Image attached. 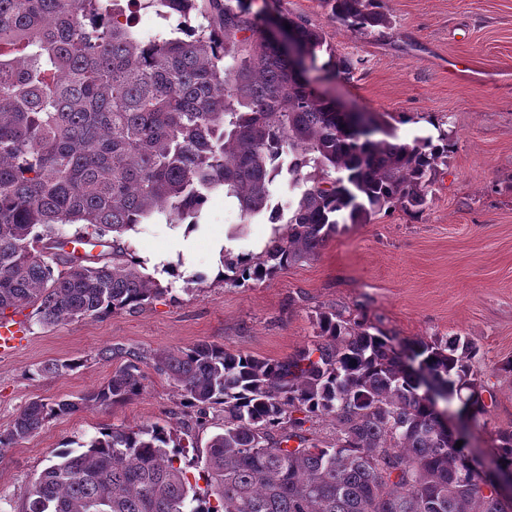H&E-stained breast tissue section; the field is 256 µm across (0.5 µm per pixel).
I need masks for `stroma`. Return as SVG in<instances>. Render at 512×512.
<instances>
[{"instance_id":"obj_1","label":"stroma","mask_w":512,"mask_h":512,"mask_svg":"<svg viewBox=\"0 0 512 512\" xmlns=\"http://www.w3.org/2000/svg\"><path fill=\"white\" fill-rule=\"evenodd\" d=\"M250 3L265 23L305 17L337 54L361 59L351 78L320 77L316 87L325 97L372 114L402 139L447 135L448 162L425 211L396 208L364 224L338 225L314 259L241 287L212 274L220 250L260 256L286 233L285 221L261 216L242 224L235 202L215 194L186 242L172 238L165 219L137 225L122 242L168 294L137 311L52 326L23 310L25 338L0 357V431L33 399H74L105 383L116 365L98 360L104 347L149 354L206 341L280 360L310 345L317 314L334 310L392 336L403 351L438 337L473 342L486 423L461 414L459 401L450 411L468 448L489 458L497 431L512 427V372L504 369L512 361V0H384L393 25L368 37L337 24L322 0ZM166 263L179 265L182 279L164 273ZM198 273L204 281L187 289ZM67 360L78 368L35 373ZM153 423L181 438L187 450L180 464L193 477L198 450L222 430L224 414L209 410L197 424L168 380L145 368L141 395L51 421L0 453V512H15L54 451L107 425Z\"/></svg>"}]
</instances>
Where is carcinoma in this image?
Masks as SVG:
<instances>
[{
  "mask_svg": "<svg viewBox=\"0 0 512 512\" xmlns=\"http://www.w3.org/2000/svg\"><path fill=\"white\" fill-rule=\"evenodd\" d=\"M126 2L180 16L182 36L137 34ZM323 3L355 35L391 28L383 0ZM195 11L212 23L193 25ZM281 23L305 57L324 49L325 68L355 69L304 20ZM447 158L448 143L430 136L350 127L264 36L247 0H0V316L31 308L48 326L143 308L168 289L121 244L125 232L161 214L196 227L215 192L236 200L243 223L266 212L274 223L285 169L290 186L305 184L288 203V235L256 258L220 254L224 283L261 281L315 258L340 223L397 206L423 213ZM74 224L112 237V261L56 253L60 227ZM315 328L312 345L281 360L210 342L101 350L118 362L108 381L75 400L30 401L0 431V453L53 419L127 402L151 367L182 407L224 411L202 451L207 493L178 465L185 445L170 428L113 426L81 452H55L17 512H512L421 391L486 412L469 342H417L425 380L362 321L325 311ZM320 419L335 425L329 442L307 427ZM494 450L512 471L511 429Z\"/></svg>",
  "mask_w": 512,
  "mask_h": 512,
  "instance_id": "cac0c4a2",
  "label": "carcinoma"
}]
</instances>
